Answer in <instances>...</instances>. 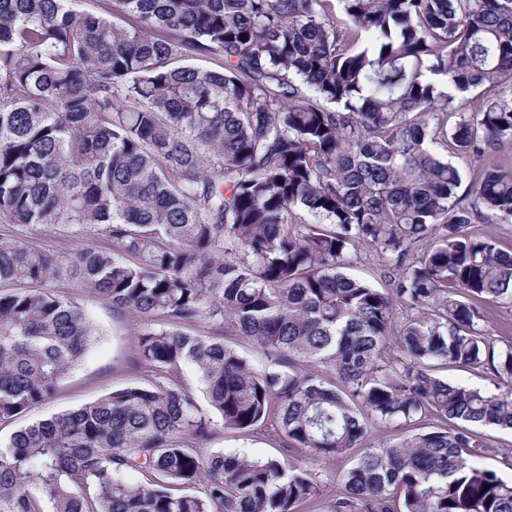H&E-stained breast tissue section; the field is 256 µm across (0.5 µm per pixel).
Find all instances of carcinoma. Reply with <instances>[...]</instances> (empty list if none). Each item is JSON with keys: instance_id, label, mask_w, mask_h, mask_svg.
I'll return each mask as SVG.
<instances>
[{"instance_id": "obj_1", "label": "carcinoma", "mask_w": 512, "mask_h": 512, "mask_svg": "<svg viewBox=\"0 0 512 512\" xmlns=\"http://www.w3.org/2000/svg\"><path fill=\"white\" fill-rule=\"evenodd\" d=\"M81 2L0 0V423L101 336L51 287L68 273L139 317L151 381L0 444V512H301L320 496L303 466L203 454L212 420L184 365L226 430L268 423L314 459L362 448L330 512H393L397 495L403 512H512V482L471 463L492 451L471 426L512 429V344L474 305L512 304V251L468 231L512 220V170L462 197L431 149L512 147V0ZM40 226L81 247L26 239ZM363 250L389 289L343 272ZM426 414L445 424L362 446L370 421ZM436 375L452 383H463L490 389L494 388L490 378L486 375L452 365L438 366V368H436ZM182 382L186 388L193 391L196 400L204 413H206L214 423L219 420L218 416L214 413L210 407L205 393L201 389L196 374L191 366H184L182 373Z\"/></svg>"}]
</instances>
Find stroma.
Instances as JSON below:
<instances>
[{"mask_svg":"<svg viewBox=\"0 0 512 512\" xmlns=\"http://www.w3.org/2000/svg\"><path fill=\"white\" fill-rule=\"evenodd\" d=\"M56 290L79 304L86 315L100 329V336L86 352L81 362L62 381L54 396L33 408L25 418L0 423V442L23 426L24 422L49 417L77 408L112 390L150 379L146 368L134 366L133 334L137 321L133 316H117L104 301L98 300L78 279L64 278L55 284ZM204 452L225 454L242 452L254 458H277L285 467L299 464L303 456L280 440L272 439L264 429L249 432L216 429L202 444ZM353 457L334 460H315L311 470L319 475L323 492L319 499L309 504L308 512H328L331 499L343 490L345 473L353 466Z\"/></svg>","mask_w":512,"mask_h":512,"instance_id":"stroma-1","label":"stroma"}]
</instances>
